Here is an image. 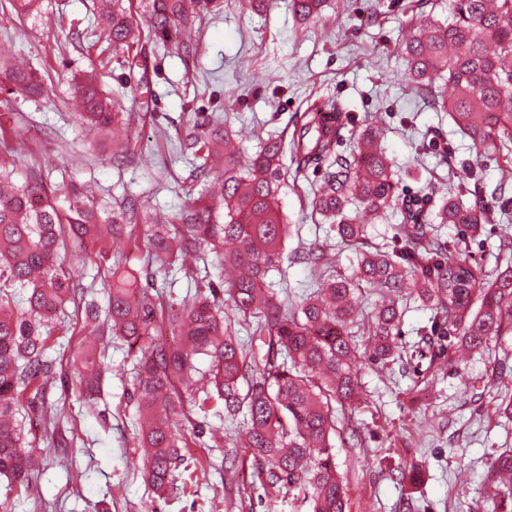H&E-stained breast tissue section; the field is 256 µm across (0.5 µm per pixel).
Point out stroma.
<instances>
[{
    "label": "stroma",
    "mask_w": 512,
    "mask_h": 512,
    "mask_svg": "<svg viewBox=\"0 0 512 512\" xmlns=\"http://www.w3.org/2000/svg\"><path fill=\"white\" fill-rule=\"evenodd\" d=\"M92 3L42 0L37 18L20 19L9 0H0V57L26 61L42 80L37 99L10 97L23 122L22 149L11 160L17 172L41 171L60 206L71 200L70 184L93 179L103 206L134 198L151 218L171 217L194 191V156L185 148L194 113L219 123L251 155L322 105L347 115L337 153L351 152L362 130L378 128L400 196L446 193L454 174L470 165L476 177L467 200L512 209V190L494 192L500 155L476 151L447 113L429 105L409 82L397 50L423 20L445 19L448 0H328L321 16L306 23L288 0H207L199 22L178 36L145 41L144 71L101 65L98 48L79 35ZM181 42L196 45V54L184 56ZM89 70L132 114L130 123L98 138L86 134L70 108L73 84ZM128 141L136 145V159L117 164L112 153ZM326 170L319 165L281 191L283 217L299 227L285 244L282 274L270 276L287 304L298 303L316 281L296 252L335 240L309 205ZM358 219L372 246L399 251L396 210L382 217L362 212ZM438 235L485 277L512 262V224L484 225L463 248L458 225H440ZM114 247L164 299L195 295L194 282L153 270L146 250L126 238ZM68 314L67 328L56 332L47 351L66 372L78 351L99 345L81 311ZM431 317L429 307L408 302L400 336L413 355L406 366L372 363L364 352L366 333L356 336L362 397L339 411L334 450L348 512H496L488 498L489 463L512 448V418L500 411L512 398V335L484 352L446 348L434 367L422 341ZM135 363L121 343L106 351L94 412L76 388L49 381L43 409L31 412L24 430L25 447L42 458L43 468L26 488L0 479V512H307L286 489L263 485L251 452L236 442L240 421L195 406L182 425L185 446L174 486L155 497L137 446L139 412L130 398ZM215 427L223 438H210ZM62 436L73 439L64 468L55 446Z\"/></svg>",
    "instance_id": "35a3bbf8"
}]
</instances>
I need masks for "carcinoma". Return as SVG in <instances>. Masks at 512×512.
Segmentation results:
<instances>
[{
    "label": "carcinoma",
    "mask_w": 512,
    "mask_h": 512,
    "mask_svg": "<svg viewBox=\"0 0 512 512\" xmlns=\"http://www.w3.org/2000/svg\"><path fill=\"white\" fill-rule=\"evenodd\" d=\"M128 0H95L93 21L83 38L105 42L122 54L128 67L142 52H132L134 37ZM148 29L179 33L195 20L191 0H141ZM325 0H290L301 20L318 17ZM41 0H15L19 15L36 18ZM408 74L432 106L452 122L478 150L493 148L512 169V0H448V20L420 25L398 46ZM0 82L7 91L40 94V79L31 68L0 62ZM73 95L80 122L102 136L124 119L112 93L92 74L75 82ZM325 123L318 109L303 113L289 139H267L261 150L241 166L235 151L212 154L209 143L224 139V130L204 113L194 114L198 132L189 148L204 162L195 166L203 184L199 196L166 224L147 225L143 245L159 269L193 280L191 300L165 305L147 297L140 275L126 267L120 253L109 252L107 236L117 238L138 223L144 205L132 201L103 208L90 187L75 188L73 201L62 211L50 195L40 171L31 169L23 181L15 168L0 161V476L25 485L36 467L22 450L25 409L44 398L54 378L45 358L55 321L68 305L83 307L84 322L94 328L106 349L118 340L140 354L133 376V397L140 409L139 447L148 449L145 479L156 493L173 484V472L185 447L180 424L183 395L199 408L221 407L228 418L243 415L245 435L257 474L272 488H288L309 503L310 512H346L343 480L336 470L333 448L336 406H351L361 386L353 364L357 348L350 326L356 323L354 291L368 288L394 296L379 305L368 324L372 335L369 359L385 365L403 358L398 341L400 300L412 295L433 311L430 333L482 351L512 330V267L486 280L460 258L436 259L446 250L435 234L436 224H460L464 232L498 221L485 205H468L463 187L448 196L401 198L392 162L378 132L365 129L352 154H335L344 128ZM295 174L332 159L331 170L313 192V211L336 232V245L356 251L353 277L334 274L328 252L316 246L301 260L321 269L316 289L290 308L272 291L268 275L279 270L292 225L280 209L281 181L288 176L284 159ZM399 204L403 245L397 253L367 251L366 225L352 212L364 209L381 217ZM95 250L98 266L112 264V288L106 310L80 286L86 256L64 264L70 244ZM214 254L218 265L238 274L218 284L199 278L200 270L183 258ZM229 296L224 312L218 292ZM251 329L245 345L235 325ZM171 334L174 347L157 342ZM207 360L200 369L199 359ZM102 373L85 356L77 384L92 393ZM494 476L512 474V449L490 462Z\"/></svg>",
    "instance_id": "1"
}]
</instances>
